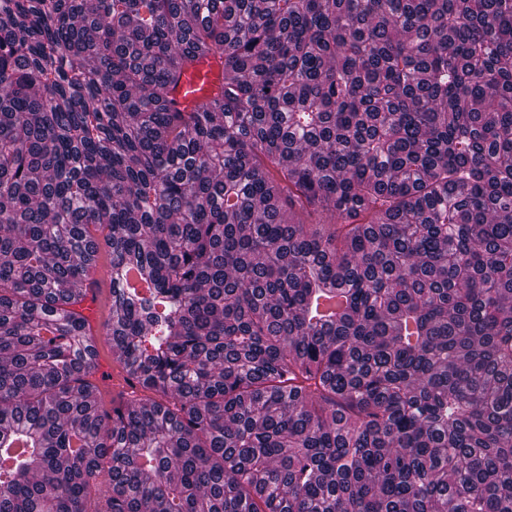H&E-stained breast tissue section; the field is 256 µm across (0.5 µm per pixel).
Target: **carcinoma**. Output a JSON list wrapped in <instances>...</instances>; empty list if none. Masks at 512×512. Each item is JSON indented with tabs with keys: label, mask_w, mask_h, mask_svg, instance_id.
Returning <instances> with one entry per match:
<instances>
[{
	"label": "carcinoma",
	"mask_w": 512,
	"mask_h": 512,
	"mask_svg": "<svg viewBox=\"0 0 512 512\" xmlns=\"http://www.w3.org/2000/svg\"><path fill=\"white\" fill-rule=\"evenodd\" d=\"M0 512H512V0H0ZM218 79V68L213 63L201 62L184 74L175 98L182 106L191 107L211 93ZM94 235L101 240L100 252L98 254V266L93 271L89 279H96L97 284L94 286V299L92 302V309L97 313V323L103 329L104 323L108 318L110 305H111V293H110V280L106 273V267L109 264L108 248L104 245L103 235L101 231H95L92 229ZM92 311V312H93Z\"/></svg>",
	"instance_id": "1"
}]
</instances>
